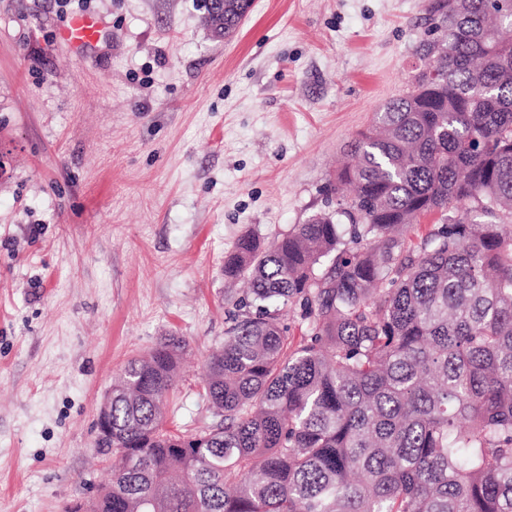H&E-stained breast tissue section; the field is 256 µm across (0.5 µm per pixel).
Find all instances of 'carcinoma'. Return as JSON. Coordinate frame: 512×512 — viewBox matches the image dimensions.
Wrapping results in <instances>:
<instances>
[{
  "label": "carcinoma",
  "instance_id": "carcinoma-1",
  "mask_svg": "<svg viewBox=\"0 0 512 512\" xmlns=\"http://www.w3.org/2000/svg\"><path fill=\"white\" fill-rule=\"evenodd\" d=\"M511 7L428 0L446 73L353 140L352 196L224 255L249 288L208 361L214 421L166 428L186 341L165 337L112 386V490L70 512H512Z\"/></svg>",
  "mask_w": 512,
  "mask_h": 512
}]
</instances>
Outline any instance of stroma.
<instances>
[{"label":"stroma","instance_id":"obj_1","mask_svg":"<svg viewBox=\"0 0 512 512\" xmlns=\"http://www.w3.org/2000/svg\"><path fill=\"white\" fill-rule=\"evenodd\" d=\"M425 0H253L232 37L204 0H0V512H65L112 472L99 404L169 334L168 428L213 420L224 256L336 208L357 132L403 94ZM103 26L99 17L91 13L75 15L60 37L74 49L95 46L101 37Z\"/></svg>","mask_w":512,"mask_h":512}]
</instances>
